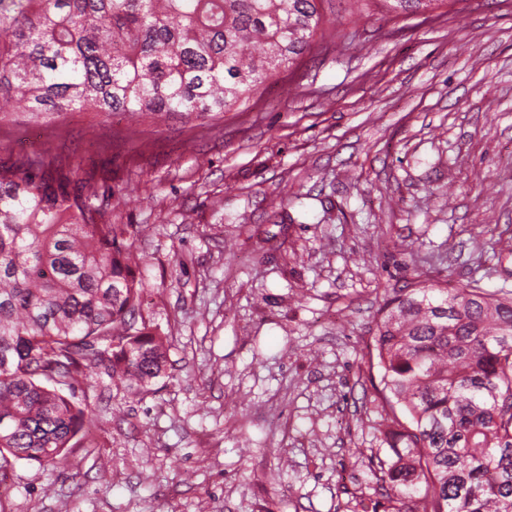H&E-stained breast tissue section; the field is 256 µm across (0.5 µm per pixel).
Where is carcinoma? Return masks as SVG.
I'll list each match as a JSON object with an SVG mask.
<instances>
[{"label": "carcinoma", "instance_id": "carcinoma-1", "mask_svg": "<svg viewBox=\"0 0 512 512\" xmlns=\"http://www.w3.org/2000/svg\"><path fill=\"white\" fill-rule=\"evenodd\" d=\"M321 0H0V125L76 110L203 126L309 50ZM391 13L444 0H383ZM22 102L26 111H13ZM134 232L107 224L47 156L0 165V472L54 469L95 419L73 388L102 366L130 390L166 376L138 322ZM371 358L377 458L353 512H512V291L416 273L384 288Z\"/></svg>", "mask_w": 512, "mask_h": 512}]
</instances>
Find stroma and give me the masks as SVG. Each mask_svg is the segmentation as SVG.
Instances as JSON below:
<instances>
[{
  "instance_id": "stroma-1",
  "label": "stroma",
  "mask_w": 512,
  "mask_h": 512,
  "mask_svg": "<svg viewBox=\"0 0 512 512\" xmlns=\"http://www.w3.org/2000/svg\"><path fill=\"white\" fill-rule=\"evenodd\" d=\"M310 52L202 127L72 112L0 126V162L70 165L138 228L165 378L102 373L64 468L20 460L0 512H349L373 456L368 345L384 288L512 290V0L397 16L323 0Z\"/></svg>"
}]
</instances>
